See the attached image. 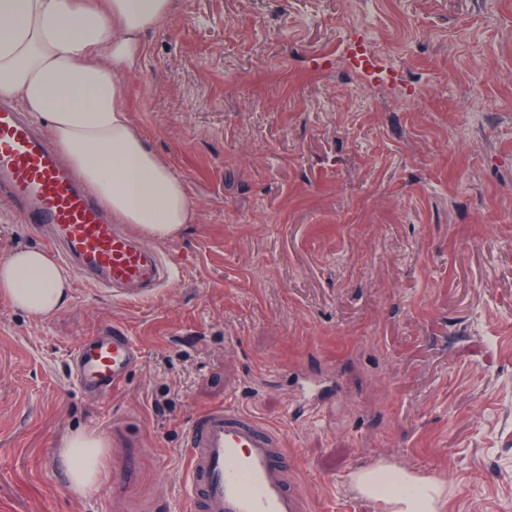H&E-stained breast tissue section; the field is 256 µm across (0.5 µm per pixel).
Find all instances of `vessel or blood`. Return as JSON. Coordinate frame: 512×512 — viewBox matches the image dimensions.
Listing matches in <instances>:
<instances>
[{
  "instance_id": "obj_1",
  "label": "vessel or blood",
  "mask_w": 512,
  "mask_h": 512,
  "mask_svg": "<svg viewBox=\"0 0 512 512\" xmlns=\"http://www.w3.org/2000/svg\"><path fill=\"white\" fill-rule=\"evenodd\" d=\"M0 188L22 221L49 229L47 246L74 278L128 300L153 296L170 268L153 247L106 217L48 141L0 106ZM142 349L116 325L82 341L70 369L82 393L123 386ZM188 512H313L285 435L255 415L215 405L193 416L183 439Z\"/></svg>"
}]
</instances>
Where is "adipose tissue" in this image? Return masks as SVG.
Here are the masks:
<instances>
[{
    "instance_id": "1",
    "label": "adipose tissue",
    "mask_w": 512,
    "mask_h": 512,
    "mask_svg": "<svg viewBox=\"0 0 512 512\" xmlns=\"http://www.w3.org/2000/svg\"><path fill=\"white\" fill-rule=\"evenodd\" d=\"M175 0H0V99L17 104L50 134L65 162L111 215L156 240L196 217L186 187L145 143L130 118L126 77L141 63L145 34ZM68 274L43 251L0 259V297L40 318L59 312ZM74 490L98 482L102 442L79 431L62 442ZM362 492L390 512H442L443 488L389 467L359 475Z\"/></svg>"
}]
</instances>
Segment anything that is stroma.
Returning a JSON list of instances; mask_svg holds the SVG:
<instances>
[{
    "label": "stroma",
    "mask_w": 512,
    "mask_h": 512,
    "mask_svg": "<svg viewBox=\"0 0 512 512\" xmlns=\"http://www.w3.org/2000/svg\"><path fill=\"white\" fill-rule=\"evenodd\" d=\"M126 84L198 217L151 299L0 298V512H186L181 437L221 403L285 433L313 512H387L375 463L512 512V0H178ZM43 246L0 202V258ZM106 324L143 359L94 402L69 360ZM61 448L68 463L71 487L78 492L92 489L101 475L102 442L91 432L79 431L68 435Z\"/></svg>",
    "instance_id": "stroma-1"
}]
</instances>
